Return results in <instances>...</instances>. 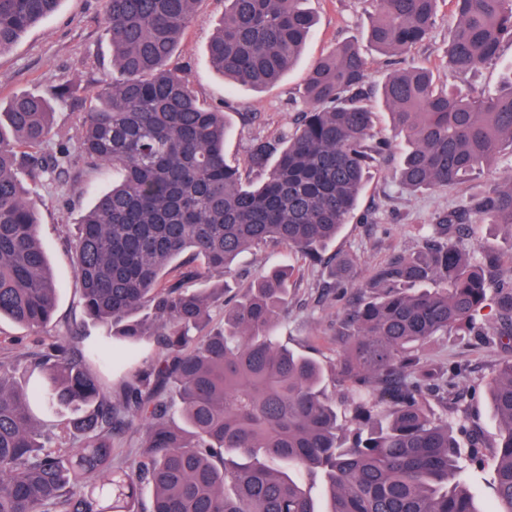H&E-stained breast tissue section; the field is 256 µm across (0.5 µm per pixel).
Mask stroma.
Returning a JSON list of instances; mask_svg holds the SVG:
<instances>
[{
	"label": "stroma",
	"mask_w": 512,
	"mask_h": 512,
	"mask_svg": "<svg viewBox=\"0 0 512 512\" xmlns=\"http://www.w3.org/2000/svg\"><path fill=\"white\" fill-rule=\"evenodd\" d=\"M317 24L305 52L281 80L262 90L225 82L212 70L207 48L214 30L224 19V0H200L196 17L181 37L176 60L204 104L224 110L233 126L224 154L232 164L245 165L253 140L292 128L303 103L298 90L312 63L343 40L364 45L369 84L379 86L396 67L392 58L366 47L368 0H306ZM103 0H62L57 12L31 27L8 51L0 54V102L29 92L46 91L66 81L78 87L77 99L55 105L52 143L67 142L71 161L61 171L32 183V197L40 212V233L59 282L57 307L49 335H66L76 328L86 336H99L103 327L86 318L75 278L73 246L78 223L95 195L112 184V172L86 164L78 148L76 114L83 97L100 76V64L111 60V45L103 32ZM454 22L451 0H440L433 34L415 51V59L433 71L444 72L445 46ZM401 141L374 167L367 180L357 215L341 234L326 245L323 261L300 265L288 283V311L277 326L282 344L311 353L322 363L336 359L340 344L335 334L344 311L356 304L360 286L375 265L418 248L431 234L440 214L460 210L469 195L479 192L512 171V155H500L490 167L477 171L462 184L445 190L412 194L395 177ZM286 251L265 246L244 253L229 278L190 280L192 288H220L233 302L243 288L269 269L283 263ZM424 361L462 369L455 400L448 403V419L465 425L461 451L490 455L495 432L485 384L505 358L496 343L460 331L426 343Z\"/></svg>",
	"instance_id": "obj_1"
}]
</instances>
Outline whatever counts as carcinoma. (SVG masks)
Segmentation results:
<instances>
[{
  "instance_id": "cac0c4a2",
  "label": "carcinoma",
  "mask_w": 512,
  "mask_h": 512,
  "mask_svg": "<svg viewBox=\"0 0 512 512\" xmlns=\"http://www.w3.org/2000/svg\"><path fill=\"white\" fill-rule=\"evenodd\" d=\"M200 0H104L110 70L78 113L79 149L120 179L83 215L75 275L85 316L106 328L89 343L74 330L32 355L40 380L18 385L0 364V512H482L464 477L448 415V377L420 347L466 329L512 349V257L467 252L464 226L512 227V173L437 218L419 249L380 266L340 323L338 363L282 345L272 329L288 306L291 265L266 273L200 335L224 289L186 286L196 260L227 276L248 249L275 242L304 262L353 217L367 174L390 150L374 132L367 62L344 42L318 59L302 87L294 128L257 139L249 171L227 162V116L201 103L174 61ZM439 0H371L366 39L403 57L425 42ZM447 67L462 77L497 64L512 46V0H451ZM61 0H0V54ZM315 25L304 0H224L208 45L213 70L233 83H276ZM406 145L398 168L409 192L446 189L512 152V70L499 87L464 92L430 68L393 71L379 89ZM67 82L0 106V319L32 332L53 320L58 284L30 190L64 166L66 144L43 151L53 101ZM495 305L488 326L479 321ZM146 344L161 353L117 392L103 370L134 365ZM353 392L343 418L327 378ZM498 422L490 466L496 512H512V357L486 383ZM69 411L38 421L33 406ZM143 433L139 460L112 469V438ZM82 446L68 448L75 438ZM152 490L149 502L142 486Z\"/></svg>"
}]
</instances>
